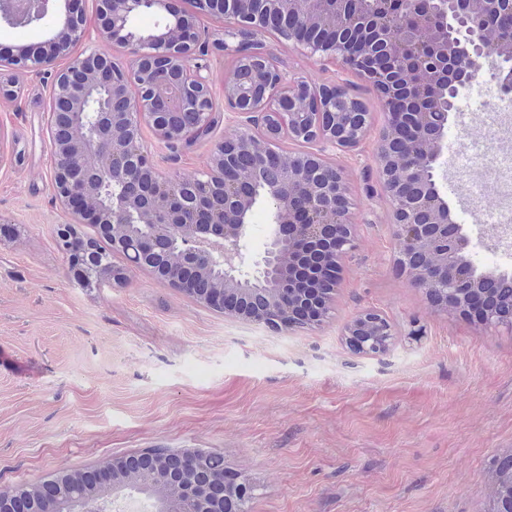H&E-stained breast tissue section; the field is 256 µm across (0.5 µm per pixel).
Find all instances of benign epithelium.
<instances>
[{"label": "benign epithelium", "instance_id": "benign-epithelium-1", "mask_svg": "<svg viewBox=\"0 0 512 512\" xmlns=\"http://www.w3.org/2000/svg\"><path fill=\"white\" fill-rule=\"evenodd\" d=\"M29 16L33 24L51 17L47 48L33 52L18 46L0 54V68L51 77L52 105L50 130L57 199L82 224H99L112 230V248L119 249L128 262L145 267L141 256L158 244L172 249L180 262L200 269L219 268L224 277V293L233 304L224 315L241 317L238 302L250 292L249 286L263 289L283 308L298 296L294 277L285 266L297 268L303 257L330 246L335 257L353 247L352 206L336 209V197L349 198L342 171L330 161L332 152L356 148L368 132L371 113L361 100L341 86L309 85L288 78L280 61L259 47L250 50L238 45V60L224 77V108L246 116L253 130L229 136L214 144L205 177L172 178L165 174L144 148L141 126L150 125L167 144L191 142L211 128L217 111L209 77L207 56L229 50L223 32L238 36L253 32L270 15L292 16L307 25L320 23L334 27L349 25L369 32L382 51L402 61L407 48L419 50L417 65L411 70L413 87L428 80L445 78L443 97L423 111V120L434 112H450L461 88L468 85L489 63L497 71L500 88L512 94V45L490 37L492 14L488 3L468 5V0H427L411 26H392L374 12L361 11L345 16L339 5L345 0H252L243 12L235 0H189L191 8L173 11L168 0H96L93 23H88L71 0L63 9L52 10L53 0H40ZM153 9L164 14L160 30L141 34L131 28L132 17ZM215 28L201 27L202 18ZM284 41L301 46L312 55L341 63L371 78L372 72L345 46L321 42H298L291 29L278 31ZM127 49L125 60L112 54L110 45ZM185 112L196 117L195 125L178 127L174 119ZM311 144L305 154L290 155L272 173L261 170L259 159L279 150L283 140ZM444 135L421 144H406L412 156L423 154L429 168L424 188L411 205L394 203L393 184L414 174L400 157L380 144L378 165L380 184L391 201L392 224L398 249L403 251L417 237L431 235L427 270L409 276L413 287L427 295L436 289L453 295L461 288H476L481 276L464 265L461 254L468 245L463 226L455 223L448 204L435 181V164L442 153ZM315 168L300 165L303 159ZM143 174L151 175L153 194L142 197L127 186ZM261 185L262 195L240 193L243 184ZM302 194L307 212L299 213L291 200ZM264 202L269 205L273 237L261 260L248 268L245 238L246 215ZM142 227L138 251L126 248L127 228ZM192 225L185 230V225ZM59 238L70 268L81 279L89 269L82 254L94 242L78 238L66 227ZM160 280L189 296L195 285L186 280L181 267H169ZM383 317L372 311L357 314L345 328L353 351L369 356L385 355L389 346L371 348L356 339L360 323H378ZM264 326L282 330L293 327L276 309L259 319ZM198 454L170 457L158 454L152 465L171 478L178 495L172 500L149 495L150 474L131 471L125 481L112 484V503L118 493L131 485L151 500V512H249L253 487L240 474H228L218 488L196 480Z\"/></svg>", "mask_w": 512, "mask_h": 512}]
</instances>
